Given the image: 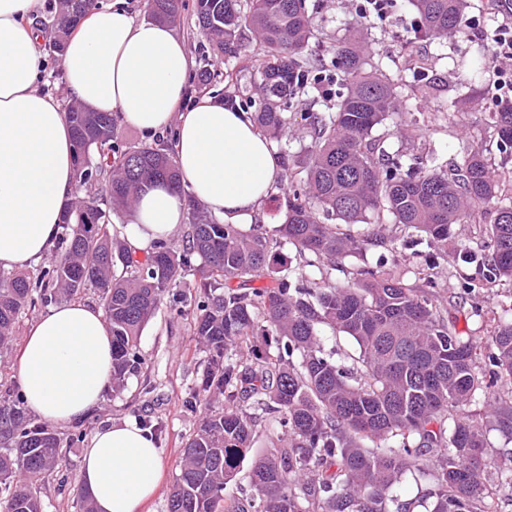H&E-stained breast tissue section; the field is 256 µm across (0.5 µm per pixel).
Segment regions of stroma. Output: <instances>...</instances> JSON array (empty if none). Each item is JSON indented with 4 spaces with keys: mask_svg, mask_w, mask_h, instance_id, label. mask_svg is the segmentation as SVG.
I'll return each instance as SVG.
<instances>
[{
    "mask_svg": "<svg viewBox=\"0 0 512 512\" xmlns=\"http://www.w3.org/2000/svg\"><path fill=\"white\" fill-rule=\"evenodd\" d=\"M314 9L311 22L317 34L315 52L326 61H333L338 42L364 29L368 34L373 55L390 64L396 76L410 77L414 82L430 78L436 86L434 98L412 99L406 110L386 121L384 129L391 135L394 147L403 149L408 157L427 165H444L462 153L464 148L478 145L486 136V119L494 111L497 101L485 95L476 105H469L473 85L471 59L475 40L491 42L501 22L500 14L491 0H470L467 14L473 17L474 35L461 33L444 39L420 40L414 36L416 13L408 0H396L385 16L361 18L351 0H311ZM256 41L245 35L240 56L215 62V69L223 72L222 82L211 94L220 98L234 93L240 98L259 99L257 77L247 68L245 56ZM333 93L303 96L289 105L291 123L284 138L291 149H298L306 141L307 129L303 116L311 111H324L333 101ZM457 101L464 116L459 120L440 117L432 120L431 113L441 101ZM400 264L413 271L417 283L433 281L434 294L439 303L458 301L463 293L458 271L461 263L449 256L439 268H429L424 256L403 251ZM43 307L27 312L20 318L10 349L0 353V397L20 391L17 361L20 341ZM140 365L123 390L106 392L101 405L77 425L60 428L61 436L75 435L73 445L64 447L62 459L55 471L38 481L37 489L43 499L45 512H78L76 507L81 485V462L87 446L86 437L98 426L120 423L128 419L161 423L157 436L163 478L146 512H166L167 499L179 472L182 443L191 434L204 415V407L189 408L187 402L196 379L203 368L204 352L193 334L191 312L176 314L162 308L149 322L139 342Z\"/></svg>",
    "mask_w": 512,
    "mask_h": 512,
    "instance_id": "stroma-1",
    "label": "stroma"
}]
</instances>
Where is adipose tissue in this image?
I'll return each instance as SVG.
<instances>
[{
	"instance_id": "ef3b65f1",
	"label": "adipose tissue",
	"mask_w": 512,
	"mask_h": 512,
	"mask_svg": "<svg viewBox=\"0 0 512 512\" xmlns=\"http://www.w3.org/2000/svg\"><path fill=\"white\" fill-rule=\"evenodd\" d=\"M42 0H0V267L22 268L49 253L66 200L75 191L74 143L61 99L42 93L36 21ZM192 58L168 24L137 20L127 0L90 10L65 44L61 81L67 96L93 112L156 139L173 132L180 187L160 182L139 193L120 228L143 250L177 234L186 198L216 218L253 223L277 190L283 169L250 115L200 96L186 112ZM17 375L27 408L68 426L100 406L112 379V336L104 311L69 302L34 319ZM82 487L96 512H142L162 474L151 431L127 420L97 428L81 463Z\"/></svg>"
}]
</instances>
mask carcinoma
I'll return each mask as SVG.
<instances>
[{"label":"carcinoma","instance_id":"cac0c4a2","mask_svg":"<svg viewBox=\"0 0 512 512\" xmlns=\"http://www.w3.org/2000/svg\"><path fill=\"white\" fill-rule=\"evenodd\" d=\"M429 38L463 24L467 0H409ZM97 0L72 13L58 0L49 51L60 54ZM149 16L174 22L191 12L216 57L237 54L248 30L249 58L262 95L250 117L278 142L292 190L284 221L269 232L217 221L189 201L188 240L180 250L157 240L144 258L114 231L117 208L163 180L180 186L172 139L131 146L119 116L68 107L76 154V188L97 183L101 195L64 208L57 234L60 260L36 276L0 270V349L13 341L21 315L40 305L98 295L112 331V388L139 364L143 330L172 296L193 305V335L206 361L193 398L223 396L183 448L166 512H414L399 497L404 480L427 478L434 490L425 512H498L488 486L484 419L512 436V307L492 319L489 346L457 330L458 315L485 320L473 303L450 313L424 287L388 264L401 251L437 249L448 256L455 224L485 221L481 249L454 244L473 265L481 287L512 282V174L488 161L493 147L512 158V102L489 113V146L464 151L448 166H413L376 133L406 106V81L372 62L357 40L336 46V60L315 64L307 0H147ZM338 72L341 88L329 111L305 116L309 142L281 143L285 105ZM288 242L300 268L278 261ZM359 260L337 282L330 271ZM350 337L358 348L348 367L324 351L321 328ZM243 348L246 362L233 358ZM267 415L272 449L254 460L250 491L224 496L253 448L250 410ZM0 512H44L29 481L51 474L63 439L33 420L20 398L0 401Z\"/></svg>","mask_w":512,"mask_h":512}]
</instances>
